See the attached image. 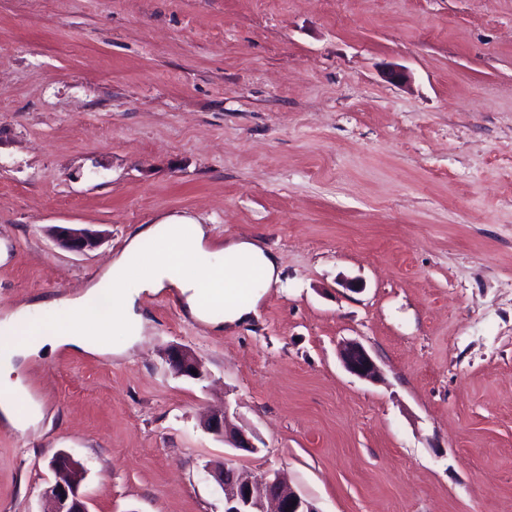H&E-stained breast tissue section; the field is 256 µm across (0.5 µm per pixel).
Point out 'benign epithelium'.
Returning a JSON list of instances; mask_svg holds the SVG:
<instances>
[{"label":"benign epithelium","instance_id":"7a95c632","mask_svg":"<svg viewBox=\"0 0 512 512\" xmlns=\"http://www.w3.org/2000/svg\"><path fill=\"white\" fill-rule=\"evenodd\" d=\"M47 232L60 248L75 253L92 251L102 242L100 232L70 224L51 226ZM338 356L344 368L358 379L369 382L380 379L381 371L377 362L361 343L354 340L341 343ZM164 360L176 377L199 381L205 379L203 361L184 346L169 347ZM202 427L239 452L258 451L253 438L231 423L226 409L209 414ZM49 466L56 476L55 481L43 492L51 503L49 512H89L87 501L80 493L84 475L81 462L67 453L56 452ZM205 472L223 493L224 512H319L312 501L301 496L275 472L247 474L236 468L229 459L220 466L205 468Z\"/></svg>","mask_w":512,"mask_h":512}]
</instances>
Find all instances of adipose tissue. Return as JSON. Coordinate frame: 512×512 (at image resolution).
I'll return each mask as SVG.
<instances>
[{"mask_svg": "<svg viewBox=\"0 0 512 512\" xmlns=\"http://www.w3.org/2000/svg\"><path fill=\"white\" fill-rule=\"evenodd\" d=\"M152 239L161 249L146 256L142 240ZM280 269L271 250L248 239H228L216 245L210 228L189 215H169L138 230L117 254L100 280L74 298L39 301V308L57 310L58 318L26 324L19 314L0 319V419L24 430L31 418L20 381L14 380L16 359L56 352L108 349L114 334L137 343L145 320L139 299L145 293L175 289L190 317L207 321L213 304L224 307V323L249 320L267 288L279 280ZM108 296L112 307L100 313L95 303Z\"/></svg>", "mask_w": 512, "mask_h": 512, "instance_id": "adipose-tissue-1", "label": "adipose tissue"}]
</instances>
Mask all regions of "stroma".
<instances>
[{"mask_svg": "<svg viewBox=\"0 0 512 512\" xmlns=\"http://www.w3.org/2000/svg\"><path fill=\"white\" fill-rule=\"evenodd\" d=\"M172 214L274 251L279 282L234 328L146 293L133 347L27 361L0 512H47L60 450L90 512H224L229 456L319 512H512V0H0V317ZM223 406L257 453L202 429ZM47 232L60 248L75 253L92 251L102 242V234L99 231L77 228L70 224L51 226ZM338 356L344 368L358 379L369 382L380 379L381 371L377 362L361 343L343 341L339 345ZM164 360L169 371L176 377H187L194 380H204L206 372L203 361L190 349L184 346H170ZM197 371V374L191 373Z\"/></svg>", "mask_w": 512, "mask_h": 512, "instance_id": "obj_1", "label": "stroma"}]
</instances>
